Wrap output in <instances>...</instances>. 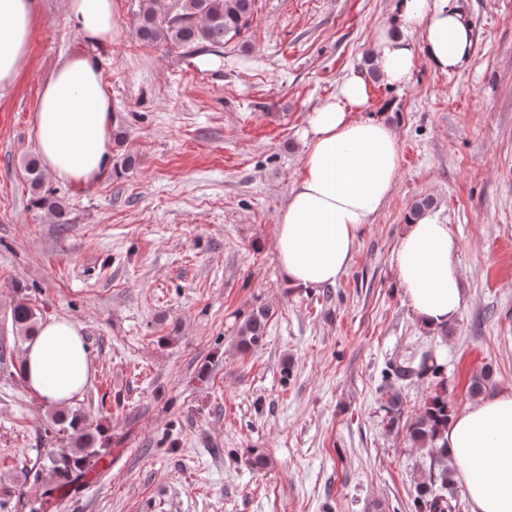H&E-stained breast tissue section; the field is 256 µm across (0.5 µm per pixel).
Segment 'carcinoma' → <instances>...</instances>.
Returning a JSON list of instances; mask_svg holds the SVG:
<instances>
[{
  "label": "carcinoma",
  "instance_id": "cac0c4a2",
  "mask_svg": "<svg viewBox=\"0 0 512 512\" xmlns=\"http://www.w3.org/2000/svg\"><path fill=\"white\" fill-rule=\"evenodd\" d=\"M254 0H176L165 9L161 0H144L139 10L137 35L146 43L164 42L178 48H222L224 44L241 35L251 23ZM24 170L31 187L42 188L44 173L36 157L24 161ZM33 205L65 224L66 207L52 192L38 194ZM11 320L19 335L35 334L40 317L26 299H18L11 307ZM270 311L260 307L252 311L237 331V348L248 353L263 345L268 332ZM440 365L430 352L419 361L403 359L389 364L386 392L389 397L384 406L382 423L387 432H404L413 448L428 450V469L416 485L413 500L415 512H457L459 509L452 470L448 467V448L445 435L453 412L448 402L445 382L424 403L420 413L413 418L404 417V401L400 385L415 380L437 378ZM494 370L482 368L474 375L467 392L472 398L483 395L493 381ZM45 433L53 438L57 447L49 451L34 478H44L40 508L51 512L57 501L78 491L86 480L95 474L112 442L108 430L86 423L78 409L56 410L50 416Z\"/></svg>",
  "mask_w": 512,
  "mask_h": 512
}]
</instances>
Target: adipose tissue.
<instances>
[{
    "label": "adipose tissue",
    "instance_id": "ef3b65f1",
    "mask_svg": "<svg viewBox=\"0 0 512 512\" xmlns=\"http://www.w3.org/2000/svg\"><path fill=\"white\" fill-rule=\"evenodd\" d=\"M84 41L107 43L120 34L118 0H67ZM37 0H0V87L12 85L28 52ZM473 29L455 0H398L376 35L372 52L385 85L405 88L418 59L450 74L471 60ZM369 91L358 74L310 113L301 176L279 213L276 249L289 284H335L349 266L360 225L390 198L400 170L395 128L368 112ZM112 99L98 63L68 56L45 83L33 114L41 166L76 187L98 180L112 152ZM459 244L438 217L410 218L393 261L417 321L440 333L463 302ZM22 382L44 402L66 407L90 382L81 326L66 317L40 324L20 356ZM448 456L472 512H512V386L467 403L447 434Z\"/></svg>",
    "mask_w": 512,
    "mask_h": 512
}]
</instances>
